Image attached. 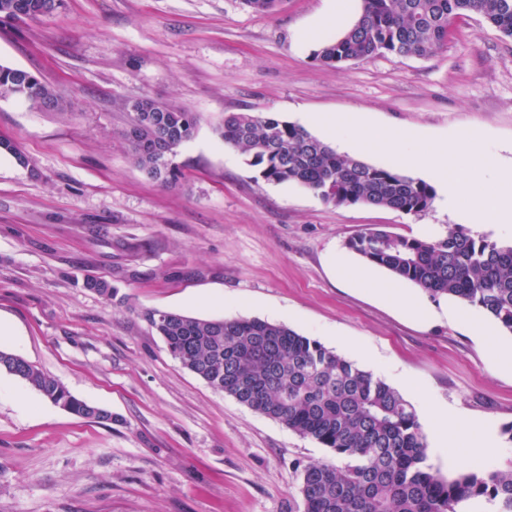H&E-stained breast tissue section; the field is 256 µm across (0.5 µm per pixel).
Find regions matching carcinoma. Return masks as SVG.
Here are the masks:
<instances>
[{"label":"carcinoma","instance_id":"carcinoma-1","mask_svg":"<svg viewBox=\"0 0 512 512\" xmlns=\"http://www.w3.org/2000/svg\"><path fill=\"white\" fill-rule=\"evenodd\" d=\"M63 0H0V15L38 19ZM478 14L512 38V0H361V13L339 37L320 45L314 59L330 66L376 56L427 58L445 48L455 24ZM16 98L38 110L62 98L36 76L0 65V100ZM122 137L134 163L163 184L176 180L172 163L195 134L191 112L154 101H128ZM224 145L259 168L262 178L294 183L334 205L363 203L419 215L435 190L392 165L349 158L304 126L261 113L224 115L217 128ZM346 247L433 296L447 295L484 312L512 334V243L474 237L450 224L425 239L370 231ZM146 319L171 356L214 391L342 460L304 466L303 512H459L483 500L494 512H512V456L499 465L466 467L445 478L427 463L426 435L414 407L382 378L319 341L259 318L201 319L151 310ZM0 372L75 416L98 423L96 411L56 378L0 347Z\"/></svg>","mask_w":512,"mask_h":512}]
</instances>
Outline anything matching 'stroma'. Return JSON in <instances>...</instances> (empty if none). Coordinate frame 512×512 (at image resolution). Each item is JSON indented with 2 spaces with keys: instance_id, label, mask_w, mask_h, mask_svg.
Returning <instances> with one entry per match:
<instances>
[{
  "instance_id": "obj_1",
  "label": "stroma",
  "mask_w": 512,
  "mask_h": 512,
  "mask_svg": "<svg viewBox=\"0 0 512 512\" xmlns=\"http://www.w3.org/2000/svg\"><path fill=\"white\" fill-rule=\"evenodd\" d=\"M344 13L342 27L321 16ZM361 0H65L39 19L0 18V65L25 70L67 107L0 101V344L112 421L75 417L0 373V512H302L297 476L328 449L214 392L168 352L145 313L260 318L317 340L381 377L430 430V406L488 426L491 463L512 453V347L480 310L406 283L431 311L409 317L377 288L389 272L347 241L454 223L440 204L407 215L336 206L264 180L216 128L256 112L324 130L363 124L456 136L469 157L512 162V38L478 15L428 58L328 66L313 53L357 19ZM194 113L195 136L164 186L120 137L128 100ZM98 276L104 297L84 288Z\"/></svg>"
}]
</instances>
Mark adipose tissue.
<instances>
[{"label": "adipose tissue", "mask_w": 512, "mask_h": 512, "mask_svg": "<svg viewBox=\"0 0 512 512\" xmlns=\"http://www.w3.org/2000/svg\"><path fill=\"white\" fill-rule=\"evenodd\" d=\"M323 125L344 150L377 149L396 156L406 166L431 169L443 188V207L474 231H481L487 222L502 227L512 224V163L504 165L493 158L482 160V167L495 176L497 192L474 198L463 165L465 155L456 139L435 141L420 133L410 136L399 131L370 130L357 123L345 124L333 119L324 120ZM431 419L438 448L454 447L461 438L469 439L470 449L476 451H488L494 445L489 435L471 439L469 424L449 422L447 407H434Z\"/></svg>", "instance_id": "adipose-tissue-1"}]
</instances>
